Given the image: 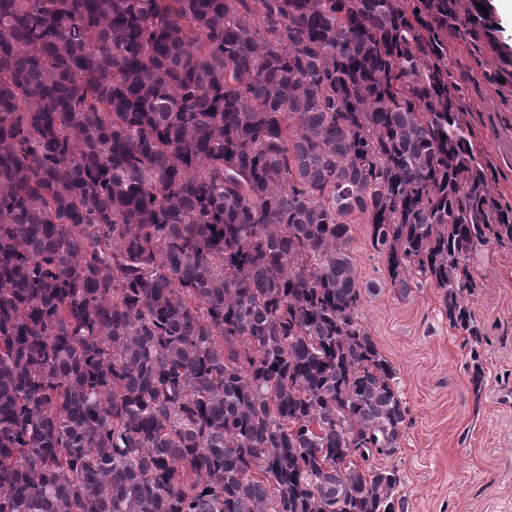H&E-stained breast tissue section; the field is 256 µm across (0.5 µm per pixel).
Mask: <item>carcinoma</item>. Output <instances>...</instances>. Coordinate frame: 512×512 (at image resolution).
<instances>
[{
    "instance_id": "carcinoma-1",
    "label": "carcinoma",
    "mask_w": 512,
    "mask_h": 512,
    "mask_svg": "<svg viewBox=\"0 0 512 512\" xmlns=\"http://www.w3.org/2000/svg\"><path fill=\"white\" fill-rule=\"evenodd\" d=\"M462 0H0V512H397L359 324L512 238Z\"/></svg>"
}]
</instances>
